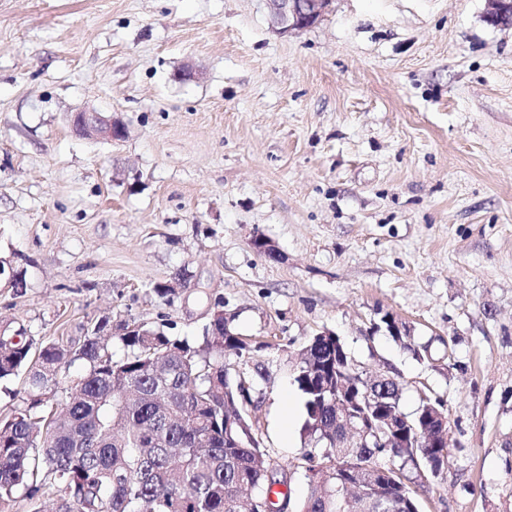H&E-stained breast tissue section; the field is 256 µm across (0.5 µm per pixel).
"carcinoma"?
Masks as SVG:
<instances>
[{
	"label": "carcinoma",
	"instance_id": "carcinoma-1",
	"mask_svg": "<svg viewBox=\"0 0 512 512\" xmlns=\"http://www.w3.org/2000/svg\"><path fill=\"white\" fill-rule=\"evenodd\" d=\"M105 327L96 323L76 348L45 345L36 358L24 341H0V380L26 372L24 406L0 419V500L21 490L33 498L50 480L66 490L57 512H251L240 489L268 485L270 454L259 429L224 430V416L245 398L228 379L224 359H239L252 385L261 371L250 366L251 351L224 335L222 317L204 327L200 343L145 324L132 331L124 321L118 338L126 353L116 359L99 336ZM77 362L86 371L60 399L58 374ZM295 382L305 400L307 450L295 463L278 465L305 474L308 493L293 512H409L407 493L398 489L343 509L336 475H308L316 459L336 454L321 435L336 426V397L313 382L303 362ZM402 392V384L392 383L384 395L398 413ZM410 438L431 459L448 457L450 448L425 445L421 429ZM406 452L392 441L344 449L359 462Z\"/></svg>",
	"mask_w": 512,
	"mask_h": 512
}]
</instances>
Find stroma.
I'll return each mask as SVG.
<instances>
[{
    "mask_svg": "<svg viewBox=\"0 0 512 512\" xmlns=\"http://www.w3.org/2000/svg\"><path fill=\"white\" fill-rule=\"evenodd\" d=\"M485 10L334 0L282 35L265 0H0V256L27 282L0 321L36 350L105 317L198 341L224 307L284 463L305 450L297 355L334 332L403 411L444 404L423 512H512V29ZM82 108L125 138L75 134Z\"/></svg>",
    "mask_w": 512,
    "mask_h": 512,
    "instance_id": "stroma-1",
    "label": "stroma"
}]
</instances>
